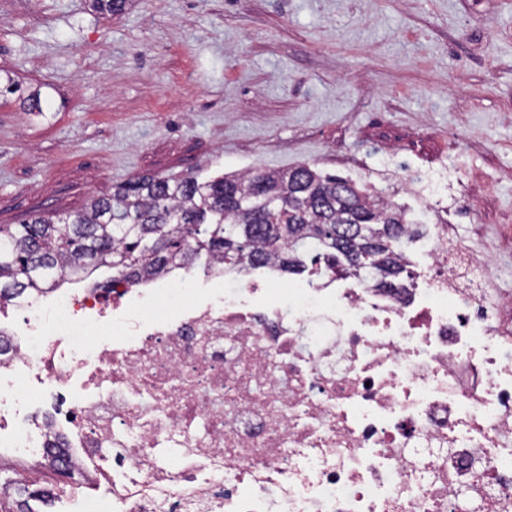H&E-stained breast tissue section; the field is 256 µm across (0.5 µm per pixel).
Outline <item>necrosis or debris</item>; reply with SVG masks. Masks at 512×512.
Here are the masks:
<instances>
[{
    "label": "necrosis or debris",
    "mask_w": 512,
    "mask_h": 512,
    "mask_svg": "<svg viewBox=\"0 0 512 512\" xmlns=\"http://www.w3.org/2000/svg\"><path fill=\"white\" fill-rule=\"evenodd\" d=\"M399 257L395 287L323 265L283 303L277 264L216 260L23 296L0 434L91 479L61 512H512V291L449 224Z\"/></svg>",
    "instance_id": "1"
}]
</instances>
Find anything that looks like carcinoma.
Masks as SVG:
<instances>
[{"label":"carcinoma","instance_id":"obj_1","mask_svg":"<svg viewBox=\"0 0 512 512\" xmlns=\"http://www.w3.org/2000/svg\"><path fill=\"white\" fill-rule=\"evenodd\" d=\"M128 2L92 0L111 17ZM409 223L395 203L308 165L207 181L140 176L81 211L0 224V303L29 292L30 276L46 292L102 267L139 280L210 259L232 268L274 260L300 274L311 252L315 262L392 285L407 277L395 255L418 233ZM186 224L201 225L196 238H185Z\"/></svg>","mask_w":512,"mask_h":512}]
</instances>
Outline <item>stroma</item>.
<instances>
[{
	"mask_svg": "<svg viewBox=\"0 0 512 512\" xmlns=\"http://www.w3.org/2000/svg\"><path fill=\"white\" fill-rule=\"evenodd\" d=\"M0 224L302 164L434 211L512 289V0H0Z\"/></svg>",
	"mask_w": 512,
	"mask_h": 512,
	"instance_id": "35a3bbf8",
	"label": "stroma"
}]
</instances>
